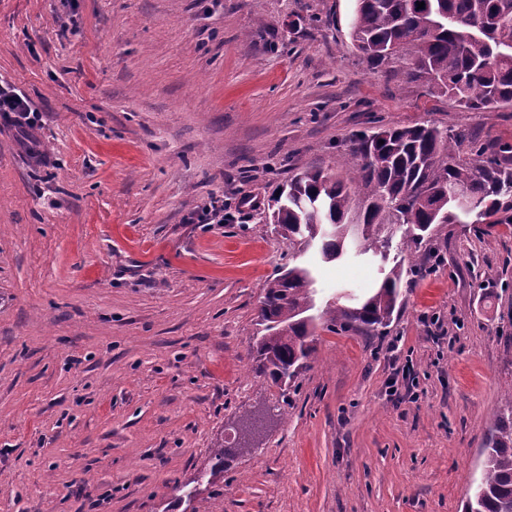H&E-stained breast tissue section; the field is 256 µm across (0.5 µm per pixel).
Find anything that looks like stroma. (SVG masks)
<instances>
[{"instance_id": "obj_1", "label": "stroma", "mask_w": 512, "mask_h": 512, "mask_svg": "<svg viewBox=\"0 0 512 512\" xmlns=\"http://www.w3.org/2000/svg\"><path fill=\"white\" fill-rule=\"evenodd\" d=\"M354 7L0 0V86L44 154L0 122V512H464L512 398V228L439 225L382 334L317 329L287 390L256 372L276 186L381 126L512 142V107L370 68ZM214 201L223 223H187ZM314 271L320 307L381 280ZM0 115L4 117L23 137L40 120L39 114L32 108L29 100L14 88H0Z\"/></svg>"}]
</instances>
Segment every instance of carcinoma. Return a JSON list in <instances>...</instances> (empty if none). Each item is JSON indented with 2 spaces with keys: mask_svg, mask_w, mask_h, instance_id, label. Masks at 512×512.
<instances>
[{
  "mask_svg": "<svg viewBox=\"0 0 512 512\" xmlns=\"http://www.w3.org/2000/svg\"><path fill=\"white\" fill-rule=\"evenodd\" d=\"M424 2L418 8L417 2ZM350 36L366 63L417 83L429 96H448L460 108L512 106V0H355ZM470 156L460 155L464 142ZM349 156L361 160L355 177L303 167L273 197V223L293 258L316 240L325 262L350 250L393 266L363 303L334 302L317 314L311 265L294 263L267 282L255 353L261 373L284 385L307 366L308 338L321 321L331 332L363 325L387 328L397 318L402 282L422 272L405 264L439 224H512V143H481L464 129L431 125L360 132ZM466 192L461 204L448 189ZM362 196L357 222L347 221ZM401 233L391 255L392 240ZM480 480L465 512H512V400L493 414Z\"/></svg>",
  "mask_w": 512,
  "mask_h": 512,
  "instance_id": "cac0c4a2",
  "label": "carcinoma"
}]
</instances>
